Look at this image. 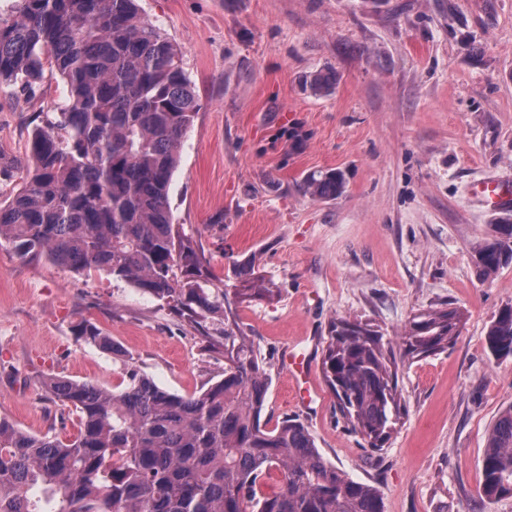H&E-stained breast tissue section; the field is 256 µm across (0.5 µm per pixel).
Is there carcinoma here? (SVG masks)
I'll list each match as a JSON object with an SVG mask.
<instances>
[{
	"instance_id": "1",
	"label": "carcinoma",
	"mask_w": 512,
	"mask_h": 512,
	"mask_svg": "<svg viewBox=\"0 0 512 512\" xmlns=\"http://www.w3.org/2000/svg\"><path fill=\"white\" fill-rule=\"evenodd\" d=\"M0 17V88L31 87L45 70L66 86L55 117L36 127L20 188L0 203V244L19 257L74 271H104L168 302L187 325L207 330L224 376L197 394L158 387L131 370L121 391L57 376L42 388L73 409L66 441L0 417V512H384L379 491L355 481L317 448L308 426L261 421L270 385L263 360L232 305L272 301L276 288L253 263L234 267L235 288L211 270L203 250L172 221L169 192L198 97L179 52L137 0H20ZM336 72L305 78L330 95ZM339 170L302 180L312 199L343 195ZM485 279L512 264V224L474 248ZM457 309L413 316L403 355L444 351L460 335ZM76 340L115 352L87 321ZM485 343L512 356V306L491 321ZM398 361L370 324L332 322L322 359L336 411L372 448L398 423ZM481 498L512 496V406L494 422L481 462Z\"/></svg>"
}]
</instances>
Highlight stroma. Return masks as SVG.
<instances>
[{"mask_svg":"<svg viewBox=\"0 0 512 512\" xmlns=\"http://www.w3.org/2000/svg\"><path fill=\"white\" fill-rule=\"evenodd\" d=\"M180 52L199 97L170 190L173 221L214 273L255 262L277 300L237 314L265 362L262 418H300L320 452L378 489L385 512H512L478 492L488 432L512 407V357L484 344L512 305V265L479 279L474 247L512 223L483 180L512 182V0H138ZM335 69L326 97L302 79ZM66 95L60 78L0 89V157L25 161L31 131ZM342 170L344 194L301 181ZM465 320L444 352L401 360L403 414L383 448L336 412L322 374L332 321L370 323L401 349L418 312ZM90 321L116 352L77 342ZM296 367L285 364V356ZM180 395L224 374L199 330L165 301L103 271L22 260L0 246V417L61 438L77 431L41 388L56 375L122 390L129 368ZM311 384V403L296 400ZM301 186L303 192L314 200H333L345 192L346 179L339 170H318L305 175Z\"/></svg>","mask_w":512,"mask_h":512,"instance_id":"obj_1","label":"stroma"}]
</instances>
